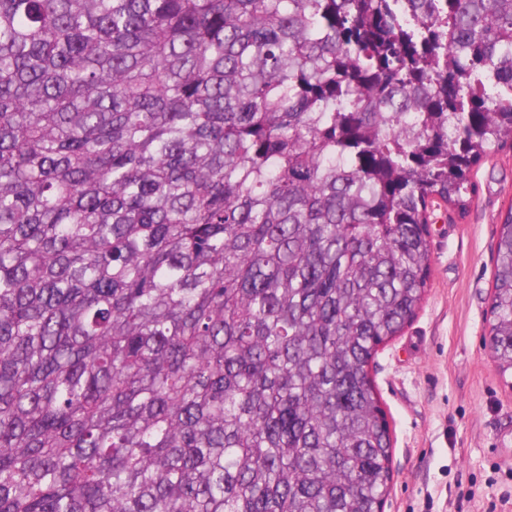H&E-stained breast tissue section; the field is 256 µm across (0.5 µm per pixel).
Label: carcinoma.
I'll list each match as a JSON object with an SVG mask.
<instances>
[{
  "label": "carcinoma",
  "instance_id": "1",
  "mask_svg": "<svg viewBox=\"0 0 512 512\" xmlns=\"http://www.w3.org/2000/svg\"><path fill=\"white\" fill-rule=\"evenodd\" d=\"M506 145L512 0H0V512H382L370 366Z\"/></svg>",
  "mask_w": 512,
  "mask_h": 512
}]
</instances>
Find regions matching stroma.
Returning a JSON list of instances; mask_svg holds the SVG:
<instances>
[{
  "instance_id": "35a3bbf8",
  "label": "stroma",
  "mask_w": 512,
  "mask_h": 512,
  "mask_svg": "<svg viewBox=\"0 0 512 512\" xmlns=\"http://www.w3.org/2000/svg\"><path fill=\"white\" fill-rule=\"evenodd\" d=\"M466 214L437 210L414 321L371 376L393 439L383 512H512V386L485 341L497 226L512 207V148L474 169Z\"/></svg>"
}]
</instances>
